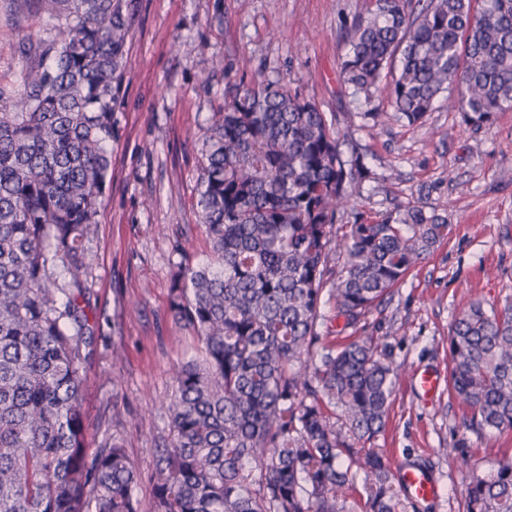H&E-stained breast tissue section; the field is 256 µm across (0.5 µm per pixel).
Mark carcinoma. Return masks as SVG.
Instances as JSON below:
<instances>
[{
    "mask_svg": "<svg viewBox=\"0 0 512 512\" xmlns=\"http://www.w3.org/2000/svg\"><path fill=\"white\" fill-rule=\"evenodd\" d=\"M54 35L0 86V512H141L120 439L88 441L86 241L112 172L107 145L132 40L131 0H33ZM340 76L422 124L440 94L479 129L512 108V0H375ZM208 262L173 265L168 306L201 354L179 364L171 447L150 512H430L396 487L374 442L404 366L374 336L320 331L323 302L358 329L434 246L422 206L334 232L366 169L340 131L282 79L228 80L202 151ZM465 430H512V306L471 304L448 335ZM471 473L462 512H512V459Z\"/></svg>",
    "mask_w": 512,
    "mask_h": 512,
    "instance_id": "1",
    "label": "carcinoma"
}]
</instances>
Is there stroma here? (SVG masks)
I'll list each match as a JSON object with an SVG mask.
<instances>
[{
    "instance_id": "1",
    "label": "stroma",
    "mask_w": 512,
    "mask_h": 512,
    "mask_svg": "<svg viewBox=\"0 0 512 512\" xmlns=\"http://www.w3.org/2000/svg\"><path fill=\"white\" fill-rule=\"evenodd\" d=\"M374 0H133V38L125 91L114 112L112 178L88 247L90 320L97 344L88 364L83 408L93 443L117 437L141 474L149 504L157 449L169 446L166 408L178 362L200 345L168 312L170 273L179 258L205 262L198 222L202 148L227 78L261 72L288 80L313 99L356 145L368 176L344 224L380 219L410 205L436 210L448 237L368 314L344 328L324 305L323 335L336 342L378 336L407 375L397 383L377 445L391 467L427 462L438 481L432 512H461L469 482L451 460L467 453L478 472L512 457V431L476 437L450 392L425 402L409 374L448 373V331L472 302L512 301V109L479 130L438 100L422 126L386 118L343 122L347 112L390 111L387 99L353 95L339 78L347 32ZM30 0H0V85H18L29 62L24 40L52 32ZM223 59V70L213 68ZM185 239V256L173 250Z\"/></svg>"
}]
</instances>
